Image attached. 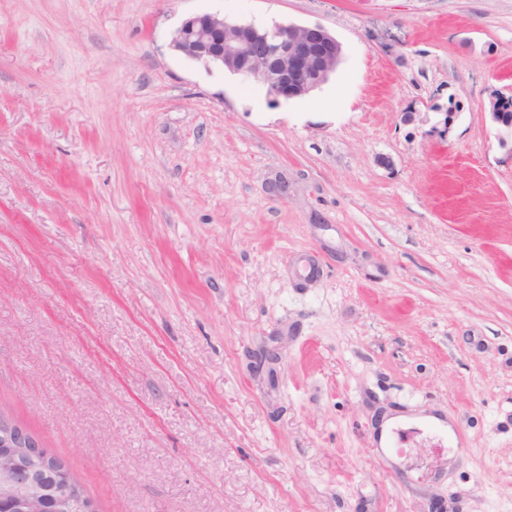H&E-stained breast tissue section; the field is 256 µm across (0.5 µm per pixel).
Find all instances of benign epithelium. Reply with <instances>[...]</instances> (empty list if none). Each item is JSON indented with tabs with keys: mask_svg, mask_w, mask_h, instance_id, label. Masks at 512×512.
Instances as JSON below:
<instances>
[{
	"mask_svg": "<svg viewBox=\"0 0 512 512\" xmlns=\"http://www.w3.org/2000/svg\"><path fill=\"white\" fill-rule=\"evenodd\" d=\"M171 47L190 60L259 83L275 103L302 99L321 87L343 55L341 43L320 26L260 27L219 12L184 18ZM488 117L501 144L512 140V99L507 94L491 97ZM38 457H49L48 449L0 413V503L7 512H72L77 484L68 474L46 479L35 464Z\"/></svg>",
	"mask_w": 512,
	"mask_h": 512,
	"instance_id": "7a95c632",
	"label": "benign epithelium"
}]
</instances>
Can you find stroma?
I'll return each mask as SVG.
<instances>
[{
  "label": "stroma",
  "mask_w": 512,
  "mask_h": 512,
  "mask_svg": "<svg viewBox=\"0 0 512 512\" xmlns=\"http://www.w3.org/2000/svg\"><path fill=\"white\" fill-rule=\"evenodd\" d=\"M205 11L342 62L272 102ZM507 85L512 0H0V411L97 512H512ZM170 45L190 60L259 83L275 103L305 98L321 87L343 55L341 43L320 26L260 27L229 20L220 12L187 16ZM486 113L498 131L501 144L506 145L509 139L512 143V99L506 93L494 94Z\"/></svg>",
  "instance_id": "obj_1"
}]
</instances>
